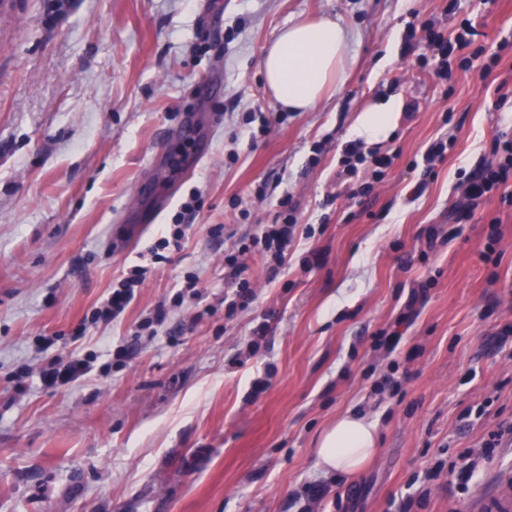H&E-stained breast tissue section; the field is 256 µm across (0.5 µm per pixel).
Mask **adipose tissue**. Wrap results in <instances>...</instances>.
<instances>
[{"instance_id":"adipose-tissue-1","label":"adipose tissue","mask_w":512,"mask_h":512,"mask_svg":"<svg viewBox=\"0 0 512 512\" xmlns=\"http://www.w3.org/2000/svg\"><path fill=\"white\" fill-rule=\"evenodd\" d=\"M350 43L349 28L330 19H302L282 29L260 64L277 106L288 112H307L322 102L341 82ZM401 107L397 96L368 103L351 128L352 138L369 146L389 140ZM376 448V424L347 414L322 431L315 453L324 475H349L358 472Z\"/></svg>"}]
</instances>
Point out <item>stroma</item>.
<instances>
[{"label":"stroma","mask_w":512,"mask_h":512,"mask_svg":"<svg viewBox=\"0 0 512 512\" xmlns=\"http://www.w3.org/2000/svg\"><path fill=\"white\" fill-rule=\"evenodd\" d=\"M322 17L353 33L344 80L276 120L262 55ZM425 21L451 38L473 27L448 80L406 48ZM479 50L499 57L485 76L459 66ZM502 84L512 0H0V512H481L512 495V206L454 220L461 172L512 135V97L490 107ZM388 95L403 106L378 150L394 161L361 195L337 179L348 131ZM254 118L268 125L252 139ZM446 135L454 147L422 179L413 162ZM194 192L182 249L79 345L95 374L43 389L42 363ZM285 210L287 266L273 278L247 255L254 298L228 312L225 255ZM433 224L455 237L431 251ZM188 274L202 296L172 306ZM419 286L387 352L378 334ZM162 302L157 336L135 335ZM387 374L399 388L376 392ZM348 413L376 422L378 448L358 473L323 476L315 440Z\"/></svg>","instance_id":"stroma-1"}]
</instances>
